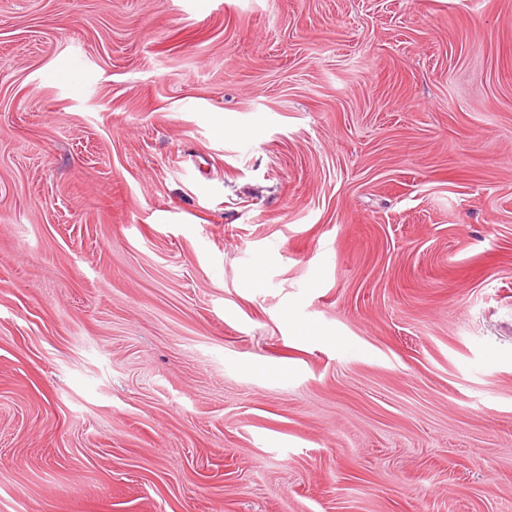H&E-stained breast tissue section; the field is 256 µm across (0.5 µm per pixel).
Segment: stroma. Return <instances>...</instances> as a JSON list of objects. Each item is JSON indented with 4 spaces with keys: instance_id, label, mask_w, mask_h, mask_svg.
Returning a JSON list of instances; mask_svg holds the SVG:
<instances>
[{
    "instance_id": "obj_1",
    "label": "stroma",
    "mask_w": 512,
    "mask_h": 512,
    "mask_svg": "<svg viewBox=\"0 0 512 512\" xmlns=\"http://www.w3.org/2000/svg\"><path fill=\"white\" fill-rule=\"evenodd\" d=\"M0 512H512V0H0Z\"/></svg>"
}]
</instances>
